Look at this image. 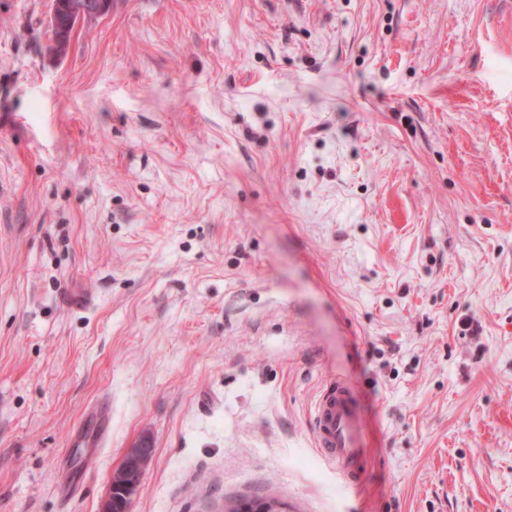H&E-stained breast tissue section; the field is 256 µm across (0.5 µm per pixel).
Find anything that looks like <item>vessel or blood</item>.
Here are the masks:
<instances>
[{"instance_id": "1", "label": "vessel or blood", "mask_w": 512, "mask_h": 512, "mask_svg": "<svg viewBox=\"0 0 512 512\" xmlns=\"http://www.w3.org/2000/svg\"><path fill=\"white\" fill-rule=\"evenodd\" d=\"M312 431L324 460L348 483H355L367 450L357 399L344 381L332 382L316 398Z\"/></svg>"}]
</instances>
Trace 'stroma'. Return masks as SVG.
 <instances>
[{
	"label": "stroma",
	"instance_id": "stroma-1",
	"mask_svg": "<svg viewBox=\"0 0 512 512\" xmlns=\"http://www.w3.org/2000/svg\"><path fill=\"white\" fill-rule=\"evenodd\" d=\"M50 11L0 0V512L143 439L129 512H512V0H115L61 57ZM312 431L324 460L354 484L367 450L357 399L344 381L336 379L316 398Z\"/></svg>",
	"mask_w": 512,
	"mask_h": 512
}]
</instances>
